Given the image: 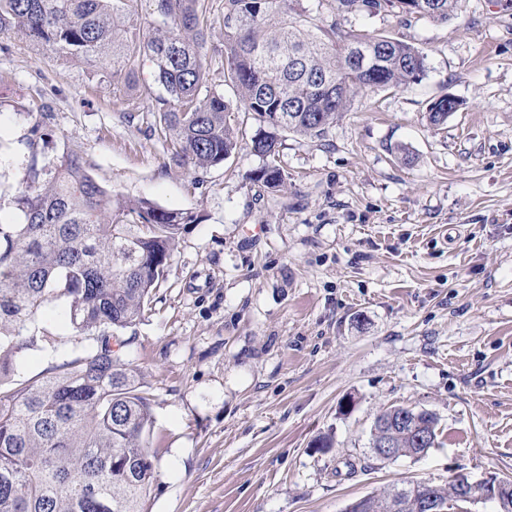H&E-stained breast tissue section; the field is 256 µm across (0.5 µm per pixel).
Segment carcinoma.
<instances>
[{"label": "carcinoma", "mask_w": 512, "mask_h": 512, "mask_svg": "<svg viewBox=\"0 0 512 512\" xmlns=\"http://www.w3.org/2000/svg\"><path fill=\"white\" fill-rule=\"evenodd\" d=\"M134 2L0 0V32L21 35L57 62L110 63L114 74L132 73L146 58L166 93L156 102L170 160L196 170L224 163L239 127L236 108L206 83L209 0H150L145 37ZM223 2L224 82L265 125L251 139L263 160L256 179L279 191L282 133L322 139L358 97L408 87L427 69L419 48L345 31L340 20L385 11L446 21L461 0H324L331 21L321 25L300 0ZM351 47L365 53L360 69L342 63ZM448 117L446 98L425 115L432 127ZM10 204L22 222L0 221V378L19 352L54 347L38 321L55 302L66 303L71 326L90 344L35 384L0 388V512H148L151 400L121 362L118 333L141 320L179 236L198 216L117 198L75 152L47 174L32 164ZM379 432L392 460L421 452L402 428L375 423L370 441ZM419 486L368 495L364 512H421Z\"/></svg>", "instance_id": "cac0c4a2"}]
</instances>
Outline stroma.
Masks as SVG:
<instances>
[{"label":"stroma","mask_w":512,"mask_h":512,"mask_svg":"<svg viewBox=\"0 0 512 512\" xmlns=\"http://www.w3.org/2000/svg\"><path fill=\"white\" fill-rule=\"evenodd\" d=\"M348 25L413 44L427 71L356 102L325 138L283 134L278 192L246 144L204 171L176 166L154 99L127 106L101 70L0 33V198L31 161L51 170L74 150L119 198L199 216L121 334L152 399L149 512H344L410 480L512 477V0H463L445 23ZM206 60L234 100L219 10ZM444 95L463 106L430 127ZM40 325L58 343L18 354L14 382L87 345L64 303ZM392 405L437 415L427 454L373 458V421Z\"/></svg>","instance_id":"1"}]
</instances>
